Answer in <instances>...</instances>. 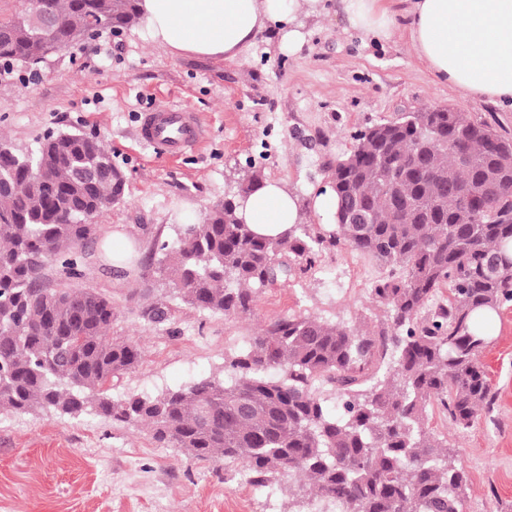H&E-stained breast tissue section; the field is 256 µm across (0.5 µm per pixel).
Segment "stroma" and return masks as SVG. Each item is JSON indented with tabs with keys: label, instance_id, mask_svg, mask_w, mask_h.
<instances>
[{
	"label": "stroma",
	"instance_id": "35a3bbf8",
	"mask_svg": "<svg viewBox=\"0 0 512 512\" xmlns=\"http://www.w3.org/2000/svg\"><path fill=\"white\" fill-rule=\"evenodd\" d=\"M301 18L306 41L288 53L278 27L261 33L235 60L178 52L151 40L144 24L120 35L66 47L28 69L0 74V136L18 152L36 151L50 131L80 129L99 137L126 177L125 197L98 217L83 242L81 286L112 302L116 339L139 344L138 366L113 379V398L154 394L212 378L250 337L284 315L314 317L378 333L385 308L371 289L386 267L351 249L320 252L314 266L262 289L252 314L227 316L177 298L150 264L181 224L204 219L216 202L237 194L250 171L283 181L304 223L353 135L423 107L449 108L512 136V109L492 105L433 77L416 57L406 29L411 0H393L386 39L350 28L342 0H325ZM194 112L205 135L180 155L144 145L138 116L153 106ZM122 233L134 244L126 266L107 250ZM170 308L161 323L145 320L141 303ZM477 362L490 393L463 427L439 407L425 426L455 455L467 476L460 512H512V302L504 303ZM297 476L275 485L251 482L234 463L197 460L152 429L87 411L78 416L36 409L0 411V512H314Z\"/></svg>",
	"mask_w": 512,
	"mask_h": 512
}]
</instances>
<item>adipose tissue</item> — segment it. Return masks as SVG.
Segmentation results:
<instances>
[{
	"instance_id": "1",
	"label": "adipose tissue",
	"mask_w": 512,
	"mask_h": 512,
	"mask_svg": "<svg viewBox=\"0 0 512 512\" xmlns=\"http://www.w3.org/2000/svg\"><path fill=\"white\" fill-rule=\"evenodd\" d=\"M352 28L390 36L394 16L381 0H344ZM153 41L174 50L232 60L269 24L281 45L298 51L299 16L320 14L324 0H140ZM410 41L417 58L450 86L512 107V0H412ZM238 216L258 234L280 236L300 223L296 196L270 178L252 191Z\"/></svg>"
}]
</instances>
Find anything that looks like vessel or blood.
Masks as SVG:
<instances>
[{
	"instance_id": "1",
	"label": "vessel or blood",
	"mask_w": 512,
	"mask_h": 512,
	"mask_svg": "<svg viewBox=\"0 0 512 512\" xmlns=\"http://www.w3.org/2000/svg\"><path fill=\"white\" fill-rule=\"evenodd\" d=\"M140 135L148 145L176 152L195 146L202 128L195 113L165 106L142 115Z\"/></svg>"
}]
</instances>
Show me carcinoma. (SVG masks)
<instances>
[{
  "mask_svg": "<svg viewBox=\"0 0 512 512\" xmlns=\"http://www.w3.org/2000/svg\"><path fill=\"white\" fill-rule=\"evenodd\" d=\"M139 0H42L57 27L32 36V0L0 28V63L33 66L89 30H122ZM336 162L337 210L363 204L362 222L321 233L294 224L280 239L255 235L238 209L261 183L251 173L238 196L185 224L158 264L181 300L227 316L246 315L257 293L294 274L291 258L350 248L393 270L372 288L389 329H355L312 317L272 321L229 360L224 382L201 379L155 396L112 399V379L136 368L140 347L107 335L112 302L93 288H49L44 269L82 276L78 246L87 223L120 202L126 178L103 141L49 135L24 156L0 137V410L86 407L114 421L143 423L160 443L199 460L239 463L264 486L303 477L308 493L340 512H459L467 478L422 428L432 405L469 426L489 384L476 361L486 342L483 311L512 300V138L462 112L424 109L354 135ZM448 286V304L422 311ZM144 319H168L163 302ZM274 370L279 377L269 378ZM335 387L329 412L315 382ZM208 407L210 418L200 417Z\"/></svg>",
  "mask_w": 512,
  "mask_h": 512,
  "instance_id": "carcinoma-1",
  "label": "carcinoma"
}]
</instances>
